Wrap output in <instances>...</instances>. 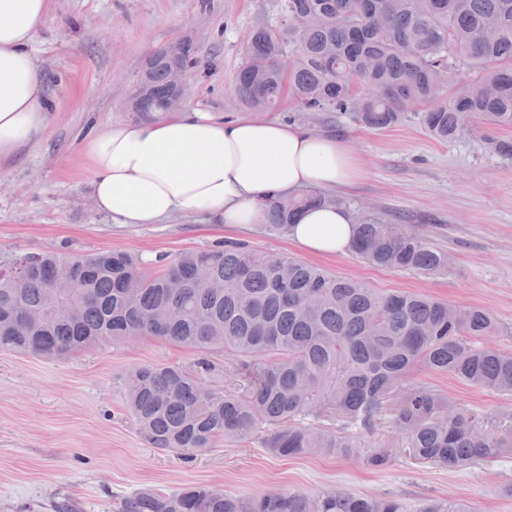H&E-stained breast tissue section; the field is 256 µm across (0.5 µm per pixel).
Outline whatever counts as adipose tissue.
<instances>
[{"label":"adipose tissue","mask_w":512,"mask_h":512,"mask_svg":"<svg viewBox=\"0 0 512 512\" xmlns=\"http://www.w3.org/2000/svg\"><path fill=\"white\" fill-rule=\"evenodd\" d=\"M49 8L50 0H0V159L40 134L52 108L31 48ZM83 153L97 210L120 224H156L182 211L213 224L259 225L266 201L302 188L343 192L365 176L347 138L196 108L112 123L84 138ZM289 236L305 252L343 254L352 217L313 206Z\"/></svg>","instance_id":"adipose-tissue-1"}]
</instances>
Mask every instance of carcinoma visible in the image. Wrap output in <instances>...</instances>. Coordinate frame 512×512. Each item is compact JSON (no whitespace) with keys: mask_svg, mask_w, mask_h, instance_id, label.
Returning <instances> with one entry per match:
<instances>
[{"mask_svg":"<svg viewBox=\"0 0 512 512\" xmlns=\"http://www.w3.org/2000/svg\"><path fill=\"white\" fill-rule=\"evenodd\" d=\"M283 29L258 20L244 43L237 91L272 111L285 96L307 112H345L356 125L384 130L420 111L441 141L481 138L512 161V0H281ZM293 46L286 52V46ZM463 64L478 82L447 96L448 71ZM172 62L158 50L142 68L129 110L152 119L174 109ZM327 204L352 214L350 253L381 268L436 279L452 262L403 224L344 198L306 191L266 205L278 235L304 207ZM84 303L80 321L68 302ZM502 331L488 311L433 297L380 294L318 266L225 240L183 253L149 273L123 251L92 255L0 250V349L56 358L101 342L155 336L235 361L240 392L207 387L210 361L197 373L145 364L122 379L125 407L155 448L193 459L219 442L256 438L268 453L356 455L375 469L391 450L366 437L384 406L406 455L450 470L491 462L512 450L499 432L512 412L491 418L457 406L417 371L512 395V352L483 343ZM330 420L336 427H324ZM118 512H469L455 499L413 508L394 497L332 490L270 491L238 498L209 486L172 493L141 490Z\"/></svg>","mask_w":512,"mask_h":512,"instance_id":"cac0c4a2","label":"carcinoma"}]
</instances>
